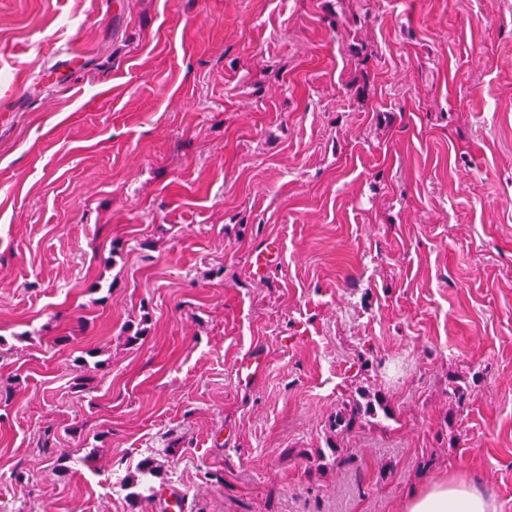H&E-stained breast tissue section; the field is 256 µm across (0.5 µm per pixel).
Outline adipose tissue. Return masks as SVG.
<instances>
[{
	"mask_svg": "<svg viewBox=\"0 0 512 512\" xmlns=\"http://www.w3.org/2000/svg\"><path fill=\"white\" fill-rule=\"evenodd\" d=\"M403 512H497V504L474 480L445 476L415 490Z\"/></svg>",
	"mask_w": 512,
	"mask_h": 512,
	"instance_id": "ef3b65f1",
	"label": "adipose tissue"
}]
</instances>
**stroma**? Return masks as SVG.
<instances>
[{"instance_id":"1","label":"stroma","mask_w":512,"mask_h":512,"mask_svg":"<svg viewBox=\"0 0 512 512\" xmlns=\"http://www.w3.org/2000/svg\"><path fill=\"white\" fill-rule=\"evenodd\" d=\"M361 386L393 417L318 468ZM446 474L512 512V0H0V504Z\"/></svg>"}]
</instances>
